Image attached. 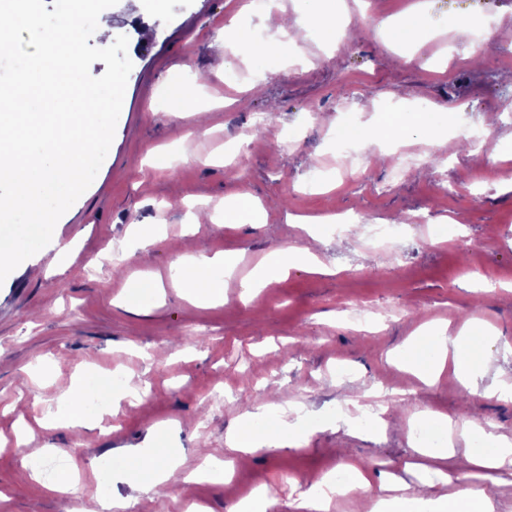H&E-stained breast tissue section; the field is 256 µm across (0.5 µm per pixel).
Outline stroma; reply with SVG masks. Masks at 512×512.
<instances>
[{"instance_id":"stroma-1","label":"stroma","mask_w":512,"mask_h":512,"mask_svg":"<svg viewBox=\"0 0 512 512\" xmlns=\"http://www.w3.org/2000/svg\"><path fill=\"white\" fill-rule=\"evenodd\" d=\"M410 0H344L354 36L324 46L307 27L288 50L253 59L236 53L228 26L261 28L246 0H118L105 21L129 39L133 63L106 158L90 187L57 222L51 245L0 284V438L27 429L24 447L0 448V512H66L45 485L62 449L79 468L78 500L100 512V472L148 434L170 427L185 470L198 447L223 454L227 433L250 426L246 411H298L300 447L248 455L236 478L201 481L187 494L140 496L135 512H232L245 490L267 484V512H292L291 499L354 458L372 465L374 487L421 443L406 418L423 409L497 426L512 436V402L463 396L453 377L436 386L406 368L410 340L427 327L454 336L484 332L487 387L512 380V155L444 142L461 121L484 123L492 147L512 146V0H426L423 41L396 52L382 21ZM138 10L152 22L142 38L128 27ZM492 30L473 41L472 29ZM477 46L478 59L466 50ZM181 85L195 112H180L166 87ZM207 135H196L199 123ZM427 123L425 138L413 127ZM383 124L398 146L362 142L365 166L336 177V128ZM259 142L227 153L239 136ZM287 206H279V199ZM342 210L356 225L325 223ZM302 216L299 224L288 215ZM450 219L444 238L432 224ZM368 224H398L384 251L360 246ZM152 228L156 246L132 249L133 226ZM73 242L65 266L57 245ZM273 247H307L321 272L291 270L257 295L192 302L171 284L188 255L233 254L240 282ZM120 253L121 263L110 260ZM161 279L157 293L138 281ZM361 304L380 318L370 332L350 329L345 308ZM165 349L161 359L146 356ZM345 365L350 375H336ZM121 371L142 402L121 400L110 431L48 425L84 373ZM387 389L386 425L346 424L343 410L360 390ZM223 405L211 403L213 391ZM39 460L40 478L23 477Z\"/></svg>"}]
</instances>
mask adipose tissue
Wrapping results in <instances>:
<instances>
[{"label": "adipose tissue", "instance_id": "1", "mask_svg": "<svg viewBox=\"0 0 512 512\" xmlns=\"http://www.w3.org/2000/svg\"><path fill=\"white\" fill-rule=\"evenodd\" d=\"M273 268L261 269L242 282L245 293H253L266 287L275 277L283 276L294 268H318L317 258L308 249L291 248L275 253ZM231 258L216 255H193L186 258L176 278L178 287L194 298H208L215 286L212 274L221 269L232 272ZM454 358V372L457 380L466 386H474L484 364L482 342L474 340L470 333L462 332L448 336L446 330L423 336L410 348V368L418 376L429 382H437L445 370L447 358ZM261 421L259 431L248 434L234 432L228 439L232 451L244 454L277 452L296 447L301 435L296 422L287 420L285 414L273 413L268 408H260L253 414ZM484 440L492 446L491 452H475L471 449H457L453 443L443 446L420 448L419 458L404 463L405 471H426L434 473L439 483H447L449 470L466 469L471 481L461 485L454 495L437 492L420 498L408 499L410 512H492L494 492L501 487L504 477L512 473V440L487 432ZM221 461L205 457L201 466L190 472H183L182 463L172 457L160 438H153L148 450L131 449L125 454L123 478L130 480L140 491L155 493L159 490H186L188 485L206 480L222 469Z\"/></svg>", "mask_w": 512, "mask_h": 512}]
</instances>
